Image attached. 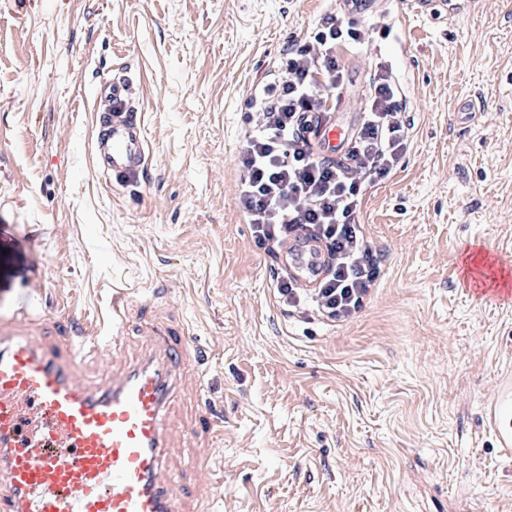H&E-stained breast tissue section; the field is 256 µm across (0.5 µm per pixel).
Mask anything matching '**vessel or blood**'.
<instances>
[{"instance_id": "vessel-or-blood-1", "label": "vessel or blood", "mask_w": 512, "mask_h": 512, "mask_svg": "<svg viewBox=\"0 0 512 512\" xmlns=\"http://www.w3.org/2000/svg\"><path fill=\"white\" fill-rule=\"evenodd\" d=\"M417 15L456 21L476 0H407ZM124 81L95 91L99 131L93 143L98 173L130 182L147 167L144 128L128 104ZM319 153L340 157L349 135L335 118L312 124ZM329 261L310 231L290 234L277 265L289 280L313 289ZM110 331L72 317L44 328L35 308L0 322V512H186V492L171 469L166 425L170 400L185 386L203 394L207 354L190 336L156 325L136 362L95 384L81 369L106 344H116L130 315L123 295L112 297ZM502 456L512 458V373L498 374L485 410ZM222 416L204 413L189 429L197 447L209 448Z\"/></svg>"}]
</instances>
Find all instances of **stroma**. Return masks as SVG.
Instances as JSON below:
<instances>
[{
    "instance_id": "35a3bbf8",
    "label": "stroma",
    "mask_w": 512,
    "mask_h": 512,
    "mask_svg": "<svg viewBox=\"0 0 512 512\" xmlns=\"http://www.w3.org/2000/svg\"><path fill=\"white\" fill-rule=\"evenodd\" d=\"M342 0H0V315L108 322L116 288L154 289L126 328L204 346L206 397L176 395L172 469L223 476V512H512V461L484 423L512 372V301L477 302L459 281L474 250L512 267V0L455 23L384 0L340 49L344 123L365 108L376 63L405 99L406 152L367 186L356 221L381 257L345 321L286 310L274 257L242 213L246 101L289 42ZM121 77L149 161L129 186L93 167L91 98ZM480 101L476 115L462 100ZM224 414L211 471L182 428Z\"/></svg>"
}]
</instances>
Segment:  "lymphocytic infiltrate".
Here are the masks:
<instances>
[{
  "mask_svg": "<svg viewBox=\"0 0 512 512\" xmlns=\"http://www.w3.org/2000/svg\"><path fill=\"white\" fill-rule=\"evenodd\" d=\"M364 41L362 29L328 14L304 43H289L272 81L247 100L260 123L246 133L238 157L245 172L239 206L258 248L275 254L300 227L313 228L328 244L330 263L318 288L304 295L279 280L280 301L289 307L311 302L334 321L361 311L380 275L381 260L356 216L365 186L387 176L406 150L403 98L385 68L374 78L369 109L350 133L345 159L321 156L305 137L315 113L335 102L344 86L337 47Z\"/></svg>",
  "mask_w": 512,
  "mask_h": 512,
  "instance_id": "obj_1",
  "label": "lymphocytic infiltrate"
}]
</instances>
